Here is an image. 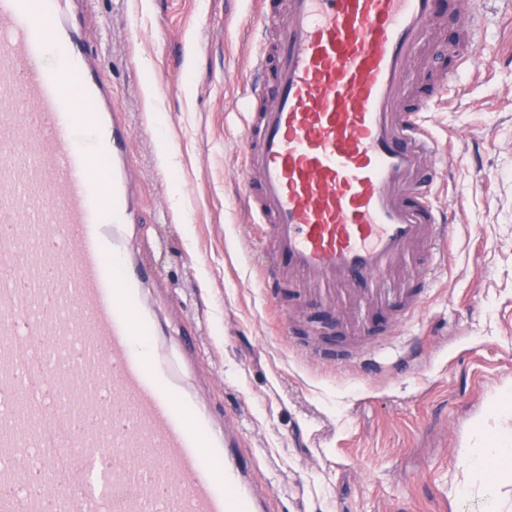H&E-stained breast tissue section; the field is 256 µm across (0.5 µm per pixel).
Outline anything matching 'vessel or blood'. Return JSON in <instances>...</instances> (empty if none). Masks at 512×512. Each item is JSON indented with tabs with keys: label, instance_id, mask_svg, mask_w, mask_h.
Wrapping results in <instances>:
<instances>
[{
	"label": "vessel or blood",
	"instance_id": "vessel-or-blood-1",
	"mask_svg": "<svg viewBox=\"0 0 512 512\" xmlns=\"http://www.w3.org/2000/svg\"><path fill=\"white\" fill-rule=\"evenodd\" d=\"M72 0H0V512H272L234 411L216 423L179 381L127 251L129 128ZM441 0H288L258 51L240 171L265 247L260 285L308 305L352 296L415 312L455 226L434 201L439 152L407 66ZM482 17L469 12L479 59ZM415 259L406 289L383 278ZM306 358L350 350L301 340ZM112 472L85 496V464Z\"/></svg>",
	"mask_w": 512,
	"mask_h": 512
}]
</instances>
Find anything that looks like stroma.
I'll list each match as a JSON object with an SVG mask.
<instances>
[{"instance_id": "35a3bbf8", "label": "stroma", "mask_w": 512, "mask_h": 512, "mask_svg": "<svg viewBox=\"0 0 512 512\" xmlns=\"http://www.w3.org/2000/svg\"><path fill=\"white\" fill-rule=\"evenodd\" d=\"M288 0H74L70 19L95 50L132 128L138 217L129 241L160 259L148 305L168 335L203 348L185 385L215 415L240 414L254 475L273 512H484L463 486L474 453L512 431V13L485 0L489 64L441 74L464 51L460 19L440 16L410 61V101L428 99L449 142L435 187L454 240L416 314L363 313L377 336L361 363H307L284 321L321 317L289 293L269 302L240 195L261 11ZM178 156L170 166L167 154Z\"/></svg>"}]
</instances>
